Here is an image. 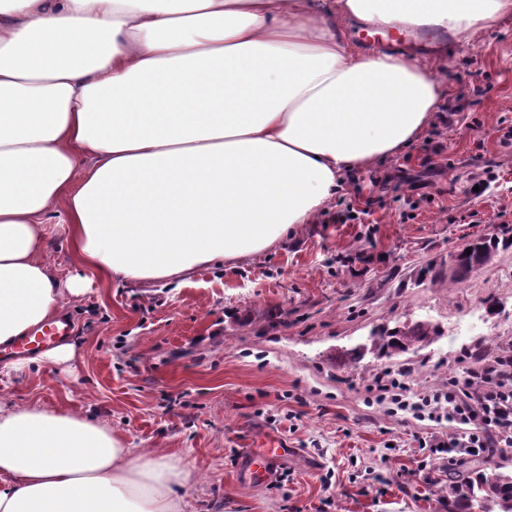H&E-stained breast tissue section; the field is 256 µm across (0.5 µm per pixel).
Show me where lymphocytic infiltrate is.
<instances>
[{"mask_svg":"<svg viewBox=\"0 0 512 512\" xmlns=\"http://www.w3.org/2000/svg\"><path fill=\"white\" fill-rule=\"evenodd\" d=\"M367 393L389 415L431 423L432 433L417 439L422 469L442 458L455 466L512 447V350H462L447 383L424 392L411 388L405 372L386 370Z\"/></svg>","mask_w":512,"mask_h":512,"instance_id":"obj_1","label":"lymphocytic infiltrate"}]
</instances>
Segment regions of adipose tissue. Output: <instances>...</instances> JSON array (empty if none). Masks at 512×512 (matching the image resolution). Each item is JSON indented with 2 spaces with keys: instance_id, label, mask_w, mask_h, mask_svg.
Listing matches in <instances>:
<instances>
[{
  "instance_id": "obj_1",
  "label": "adipose tissue",
  "mask_w": 512,
  "mask_h": 512,
  "mask_svg": "<svg viewBox=\"0 0 512 512\" xmlns=\"http://www.w3.org/2000/svg\"><path fill=\"white\" fill-rule=\"evenodd\" d=\"M509 16L512 0H0V373L75 355L15 353L89 287L45 260L53 204L105 278L274 248L432 125L443 80L385 35L467 43ZM192 482L105 420L0 397V512H183Z\"/></svg>"
}]
</instances>
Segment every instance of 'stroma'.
I'll list each match as a JSON object with an SVG mask.
<instances>
[{
	"label": "stroma",
	"instance_id": "1",
	"mask_svg": "<svg viewBox=\"0 0 512 512\" xmlns=\"http://www.w3.org/2000/svg\"><path fill=\"white\" fill-rule=\"evenodd\" d=\"M394 41L420 60L447 52L440 76L460 121L356 172L311 223L245 263L171 285L91 277L67 304L73 360L12 374L0 394L91 410L130 447L173 454L197 480L184 512H456L447 461L420 471L419 426L369 404L367 386L405 369L422 391L447 382L460 349L512 348V246L452 290L426 274L467 240L512 228V145L500 144L512 118V17L463 45L425 29ZM439 145L449 168L423 173ZM488 169L496 185L472 195ZM349 206L367 209L363 223H333ZM47 222L52 267L91 276L68 242L64 203ZM415 322L439 336L390 357L372 349V332ZM248 448L287 454L256 482L241 466Z\"/></svg>",
	"mask_w": 512,
	"mask_h": 512
}]
</instances>
